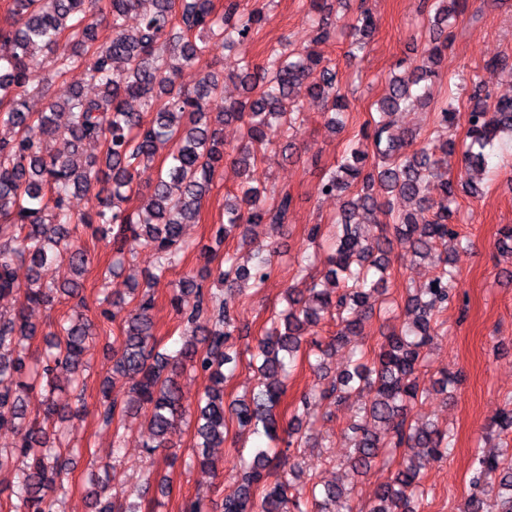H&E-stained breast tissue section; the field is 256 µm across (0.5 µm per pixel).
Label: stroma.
Masks as SVG:
<instances>
[{
    "instance_id": "stroma-1",
    "label": "stroma",
    "mask_w": 512,
    "mask_h": 512,
    "mask_svg": "<svg viewBox=\"0 0 512 512\" xmlns=\"http://www.w3.org/2000/svg\"><path fill=\"white\" fill-rule=\"evenodd\" d=\"M241 9L265 7L267 20L254 36L238 49L224 50L216 44L178 78L179 86H193L205 73L225 74L240 66L241 58L262 64L268 50L279 44L296 48L309 45L314 36L313 15L308 0H239ZM367 4L376 23L370 50L364 58L348 55L351 34L349 24L359 4ZM337 27L331 38L319 44L322 56L336 66L338 78L349 89L350 116L346 127L331 133L317 103L305 101L304 116L288 134L294 144V155L285 158L279 145L268 147L255 164L259 186L270 191H285L293 197V209L287 224L280 230L260 225L253 227L257 242L277 247L273 271L264 288L242 297L236 309V346L241 353L233 378L224 386L225 401L251 391L257 383L250 348L263 335L267 321L284 305L283 291L299 280V263L307 243L305 229L311 224L330 223L339 215L345 195L326 196L320 191V171L336 164L342 154L358 146V131L368 120L369 111L387 90V78L396 66L414 70L422 60L425 30L428 25L423 0H341L337 11ZM453 39L444 62L451 76H466L491 61H506L512 66V0H467L466 10L452 26ZM472 177L480 187L477 196L459 194L454 222L469 248L455 260L458 276L455 296L438 317V330L419 366L417 383L424 396L413 405L410 418L414 424L438 422L451 429L455 445L440 461L430 463L421 474L424 497L418 512H463L471 493L469 480L474 459L479 454L500 452L502 437L492 429L502 411L512 409V284L505 274L512 272V256L495 247L499 229L512 224V142H501L489 152L483 170ZM238 178L231 167L217 172L212 189L203 201L198 223L187 225L190 246L181 255L178 266L168 280L154 288L152 311L154 335L161 351L179 349L186 327L172 310L169 299L171 282L203 267L207 257L200 250L216 224L224 219V194L234 190ZM81 242L91 255V265L82 279L75 301H57L39 305L29 311V319L40 334L29 347L30 355L43 353V334L69 316L73 308L80 310L96 324V334L87 354L82 394L83 413L67 424L69 445L76 448L74 467L64 488L52 492L54 512H93L90 493L92 473L106 462L120 460L125 489L148 488L150 512H181L185 500L202 497L204 512H222L225 496L238 487L236 464L240 456L249 454L260 443L257 435L237 436L229 433L223 447L213 449L219 462L216 471L201 469L195 463L193 422H182L172 435L178 461L174 469L164 464V451L147 454V435L138 419L125 423V440L114 448L112 429L101 425L98 410L104 396L125 399L126 381L112 373V340L120 327L103 320L100 312L104 295L127 296L133 282L144 281L152 271L155 256L149 247L130 243L122 267L109 281L101 274L112 263L111 246L96 240L91 230L80 232ZM435 272L432 259L414 257L399 249L392 256L385 283L387 310L373 311L363 333L346 336L327 361L326 373L315 372L306 359L298 365L288 381V389L278 408L281 420H288L295 403L324 375H336L348 364L352 349L374 354L385 335L410 321L405 300ZM454 376L458 383L452 397L437 391L442 378ZM357 398L341 403L314 404L307 417V428L316 436L317 447H293L287 461L298 464L300 484H326L336 480L352 487L355 505L367 512L375 500L377 489L387 477L405 468L414 451L410 448H386L364 474L345 470L342 463L348 454L345 432L358 413ZM170 478L169 495H159L156 485L162 476Z\"/></svg>"
}]
</instances>
